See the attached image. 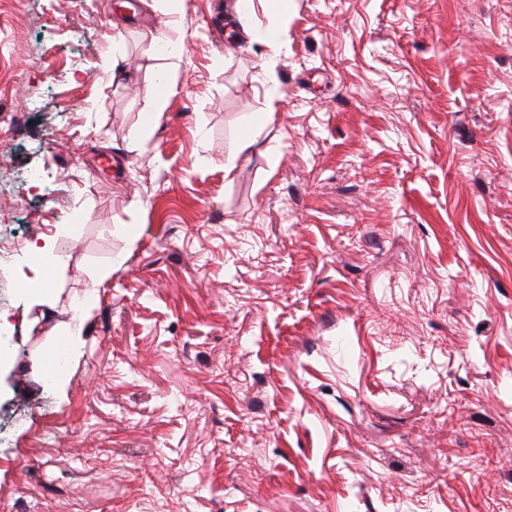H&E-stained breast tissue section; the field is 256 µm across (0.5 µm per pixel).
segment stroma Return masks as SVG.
Segmentation results:
<instances>
[{
  "instance_id": "35a3bbf8",
  "label": "stroma",
  "mask_w": 512,
  "mask_h": 512,
  "mask_svg": "<svg viewBox=\"0 0 512 512\" xmlns=\"http://www.w3.org/2000/svg\"><path fill=\"white\" fill-rule=\"evenodd\" d=\"M215 2L0 0V512H512V0ZM279 13L286 20L277 26L269 27L261 38V43L268 49L264 60L263 69L266 79L275 82L277 73L275 70V59L280 49L288 38V8L292 1L279 0Z\"/></svg>"
}]
</instances>
